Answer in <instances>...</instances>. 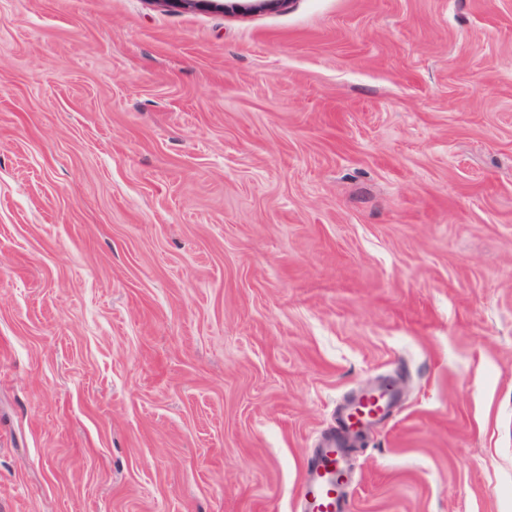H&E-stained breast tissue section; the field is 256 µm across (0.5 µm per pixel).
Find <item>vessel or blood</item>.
<instances>
[{
    "instance_id": "obj_1",
    "label": "vessel or blood",
    "mask_w": 512,
    "mask_h": 512,
    "mask_svg": "<svg viewBox=\"0 0 512 512\" xmlns=\"http://www.w3.org/2000/svg\"><path fill=\"white\" fill-rule=\"evenodd\" d=\"M390 406L386 392L374 390L361 394L342 416L339 427L328 443L316 449L307 467V476L301 488L303 512H350L345 494L346 472L344 446L347 433L361 429Z\"/></svg>"
}]
</instances>
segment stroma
I'll list each match as a JSON object with an SVG mask.
<instances>
[{"instance_id": "obj_1", "label": "stroma", "mask_w": 512, "mask_h": 512, "mask_svg": "<svg viewBox=\"0 0 512 512\" xmlns=\"http://www.w3.org/2000/svg\"><path fill=\"white\" fill-rule=\"evenodd\" d=\"M512 512V0H0V512ZM390 406L386 392L374 390L361 394L342 416L339 427L328 443L316 448L301 487L303 512H349L345 494L344 446L347 433L362 429Z\"/></svg>"}]
</instances>
